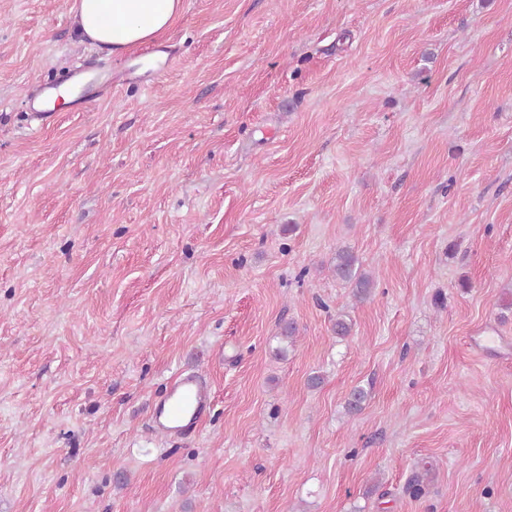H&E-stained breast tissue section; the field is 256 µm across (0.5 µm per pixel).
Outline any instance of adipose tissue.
Masks as SVG:
<instances>
[{
    "label": "adipose tissue",
    "mask_w": 512,
    "mask_h": 512,
    "mask_svg": "<svg viewBox=\"0 0 512 512\" xmlns=\"http://www.w3.org/2000/svg\"><path fill=\"white\" fill-rule=\"evenodd\" d=\"M78 31L111 54L156 44L183 11V0H76Z\"/></svg>",
    "instance_id": "1"
}]
</instances>
